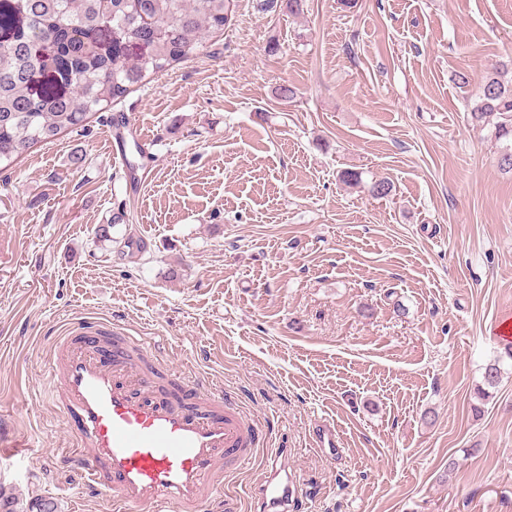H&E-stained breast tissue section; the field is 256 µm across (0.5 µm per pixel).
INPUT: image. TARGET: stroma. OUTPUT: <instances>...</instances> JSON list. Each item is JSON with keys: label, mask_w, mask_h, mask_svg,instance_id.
<instances>
[{"label": "stroma", "mask_w": 512, "mask_h": 512, "mask_svg": "<svg viewBox=\"0 0 512 512\" xmlns=\"http://www.w3.org/2000/svg\"><path fill=\"white\" fill-rule=\"evenodd\" d=\"M237 4L189 59L0 173V432L35 451L0 456V491L19 512H110L44 394L88 314L271 424L226 477L234 512H258L275 448L300 512H512L511 360L477 397L512 315V173L470 121L490 63L512 61V0ZM130 237L146 251L121 256ZM325 421L338 450L315 445Z\"/></svg>", "instance_id": "1"}]
</instances>
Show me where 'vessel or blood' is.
I'll return each mask as SVG.
<instances>
[{
  "label": "vessel or blood",
  "mask_w": 512,
  "mask_h": 512,
  "mask_svg": "<svg viewBox=\"0 0 512 512\" xmlns=\"http://www.w3.org/2000/svg\"><path fill=\"white\" fill-rule=\"evenodd\" d=\"M142 341L117 323L72 320L51 357L50 396L71 429L78 470L112 494L113 512H202L263 430L223 393L190 380L157 393ZM256 494L263 512H299L278 467Z\"/></svg>",
  "instance_id": "vessel-or-blood-1"
}]
</instances>
